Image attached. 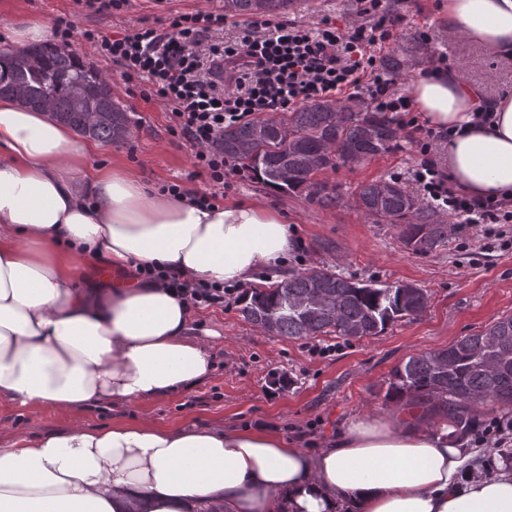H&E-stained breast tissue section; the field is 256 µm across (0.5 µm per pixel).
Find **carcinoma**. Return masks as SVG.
Returning <instances> with one entry per match:
<instances>
[{
	"label": "carcinoma",
	"instance_id": "1",
	"mask_svg": "<svg viewBox=\"0 0 512 512\" xmlns=\"http://www.w3.org/2000/svg\"><path fill=\"white\" fill-rule=\"evenodd\" d=\"M259 0H224V14L254 16ZM38 64L20 66L0 52V97L24 88L28 107L50 111L80 135L106 143L125 139L127 112L112 99V85L77 54L52 45L23 50ZM394 74L408 69L407 54L383 59ZM402 126L370 101L343 104L320 100L252 122L231 125L221 134L224 156L269 187L303 192L323 208L339 197L318 175L340 165L355 166L402 148ZM353 200L369 218L399 229L402 244L428 254L448 243V224L435 217L396 180L357 185ZM429 302L404 284L378 287L338 273L302 269L269 288H251L239 300L243 318L276 336L334 335L347 341L377 336L403 319L421 315ZM386 397L447 419L462 434L477 426L475 412L487 403L512 409V315L462 336L446 348L412 355L392 372Z\"/></svg>",
	"mask_w": 512,
	"mask_h": 512
}]
</instances>
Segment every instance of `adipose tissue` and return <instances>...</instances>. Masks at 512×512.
<instances>
[{"label":"adipose tissue","mask_w":512,"mask_h":512,"mask_svg":"<svg viewBox=\"0 0 512 512\" xmlns=\"http://www.w3.org/2000/svg\"><path fill=\"white\" fill-rule=\"evenodd\" d=\"M449 32L512 57V0H443ZM414 109L450 130V172L471 196L512 193V93L480 102L441 70ZM491 120L474 121L478 105ZM44 110L0 98V396L84 407L158 401L209 376L190 308L136 268L241 284L284 263L292 234L258 203L210 208L151 192ZM121 272L85 286L81 258ZM0 512H512L497 450L426 428L359 418L307 454L262 429L143 422L16 438L0 448Z\"/></svg>","instance_id":"adipose-tissue-1"}]
</instances>
